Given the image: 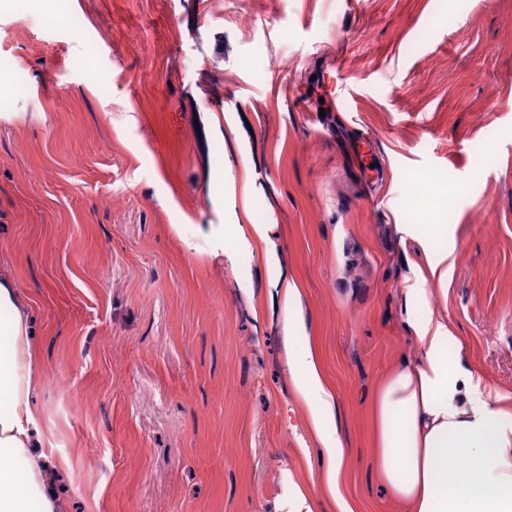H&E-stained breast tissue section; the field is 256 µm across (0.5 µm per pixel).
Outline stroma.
Instances as JSON below:
<instances>
[{
	"label": "stroma",
	"mask_w": 512,
	"mask_h": 512,
	"mask_svg": "<svg viewBox=\"0 0 512 512\" xmlns=\"http://www.w3.org/2000/svg\"><path fill=\"white\" fill-rule=\"evenodd\" d=\"M266 243L234 248L239 227ZM194 233L187 250L177 231ZM512 396V0H0V272L32 303L69 512H288L302 309L363 512L403 290Z\"/></svg>",
	"instance_id": "stroma-1"
}]
</instances>
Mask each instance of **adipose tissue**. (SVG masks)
Returning <instances> with one entry per match:
<instances>
[{
    "label": "adipose tissue",
    "mask_w": 512,
    "mask_h": 512,
    "mask_svg": "<svg viewBox=\"0 0 512 512\" xmlns=\"http://www.w3.org/2000/svg\"><path fill=\"white\" fill-rule=\"evenodd\" d=\"M269 280L283 291L296 345L288 351L293 387L326 457L320 480L339 512H360L344 493L346 456L335 395L311 346L295 282L280 266ZM427 291H404L407 326L420 355L400 357L377 388L373 450L377 474L407 512H512V399L474 393L462 360H448V327L424 313ZM41 354L31 305L0 276V512H63L47 481L52 443L33 409Z\"/></svg>",
    "instance_id": "adipose-tissue-1"
}]
</instances>
